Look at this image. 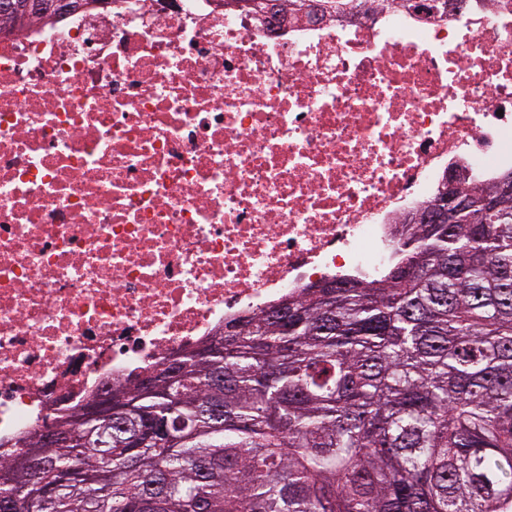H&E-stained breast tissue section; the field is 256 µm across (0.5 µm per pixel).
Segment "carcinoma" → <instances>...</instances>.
I'll return each mask as SVG.
<instances>
[{"instance_id": "obj_1", "label": "carcinoma", "mask_w": 512, "mask_h": 512, "mask_svg": "<svg viewBox=\"0 0 512 512\" xmlns=\"http://www.w3.org/2000/svg\"><path fill=\"white\" fill-rule=\"evenodd\" d=\"M39 2L0 9V30ZM459 192L455 223L409 226L379 278L225 322L177 373L112 386L111 419L58 415L53 448L0 442V512H512V195ZM163 420L170 436L146 434Z\"/></svg>"}]
</instances>
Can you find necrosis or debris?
Wrapping results in <instances>:
<instances>
[{
    "mask_svg": "<svg viewBox=\"0 0 512 512\" xmlns=\"http://www.w3.org/2000/svg\"><path fill=\"white\" fill-rule=\"evenodd\" d=\"M82 0L0 34V441L512 171V0ZM364 0H231L232 2L243 7L248 12L259 13L271 5L268 14L277 16L279 13L275 8L281 9L292 15L308 14L310 12H319L322 16L328 15H345L358 10L362 6ZM275 2V3H271ZM314 3V4H313Z\"/></svg>",
    "mask_w": 512,
    "mask_h": 512,
    "instance_id": "necrosis-or-debris-1",
    "label": "necrosis or debris"
}]
</instances>
